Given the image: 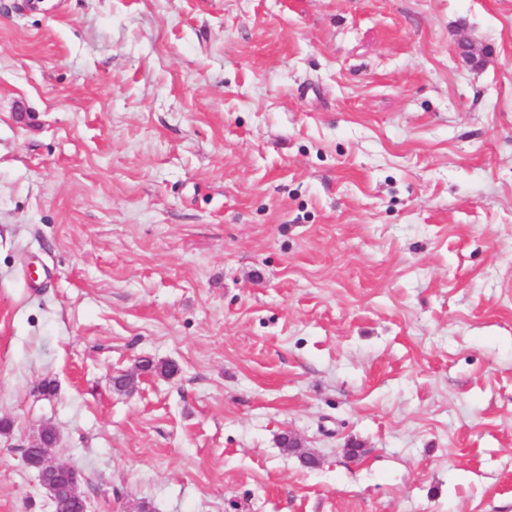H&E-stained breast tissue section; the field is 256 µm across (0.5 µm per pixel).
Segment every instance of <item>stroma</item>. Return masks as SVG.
Masks as SVG:
<instances>
[{"mask_svg": "<svg viewBox=\"0 0 512 512\" xmlns=\"http://www.w3.org/2000/svg\"><path fill=\"white\" fill-rule=\"evenodd\" d=\"M1 418L0 512L44 424L89 512H512V0H0Z\"/></svg>", "mask_w": 512, "mask_h": 512, "instance_id": "1", "label": "stroma"}]
</instances>
